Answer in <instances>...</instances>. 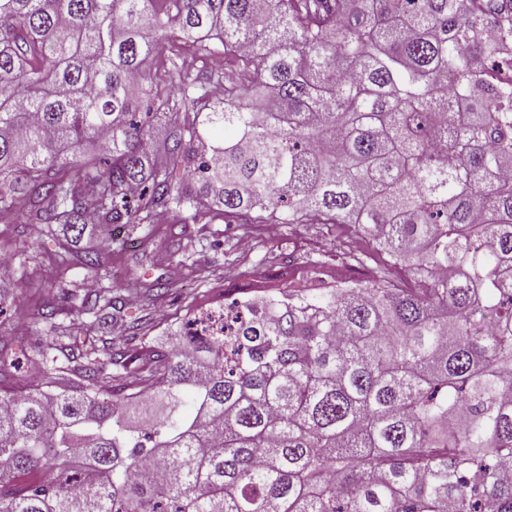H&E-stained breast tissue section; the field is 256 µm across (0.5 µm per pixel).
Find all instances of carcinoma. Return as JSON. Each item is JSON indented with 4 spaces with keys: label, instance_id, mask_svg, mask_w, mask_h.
Segmentation results:
<instances>
[{
    "label": "carcinoma",
    "instance_id": "1",
    "mask_svg": "<svg viewBox=\"0 0 512 512\" xmlns=\"http://www.w3.org/2000/svg\"><path fill=\"white\" fill-rule=\"evenodd\" d=\"M224 51V97L148 59ZM512 0H0V223L199 207L344 224L408 269L243 293L231 342L54 336L0 391V512H512ZM166 118L160 151L134 120ZM98 142L101 160L85 150ZM60 268L101 266L61 248ZM112 325V287L85 299ZM131 372H106L119 359ZM162 417L136 425V409Z\"/></svg>",
    "mask_w": 512,
    "mask_h": 512
}]
</instances>
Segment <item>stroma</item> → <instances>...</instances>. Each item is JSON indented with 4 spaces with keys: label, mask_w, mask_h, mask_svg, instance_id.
<instances>
[{
    "label": "stroma",
    "mask_w": 512,
    "mask_h": 512,
    "mask_svg": "<svg viewBox=\"0 0 512 512\" xmlns=\"http://www.w3.org/2000/svg\"><path fill=\"white\" fill-rule=\"evenodd\" d=\"M56 248V243H43L31 225L0 224V255L11 260L0 287L14 291L13 300L0 306V347L20 348L25 354L24 361L1 379L6 386L18 389L39 378L30 362L38 358L51 333L36 318L37 307L61 302L57 321L66 334L87 319L82 301L90 295L95 277L79 267L61 273L52 255ZM335 252L336 228L330 224H283L271 237L261 226L247 230L205 216L185 228L177 214L164 215L149 239H129L121 246L111 243L102 253L114 288V321L108 335L114 348L134 351L136 344L129 336L135 322L143 326L151 344L168 348L188 310L223 298L228 283L261 291L281 288L294 281L296 270L311 258L323 260L325 280L362 277L365 266L348 265ZM62 276L71 291L63 302L56 288ZM157 281L169 283L171 294L151 293L149 287Z\"/></svg>",
    "instance_id": "35a3bbf8"
}]
</instances>
